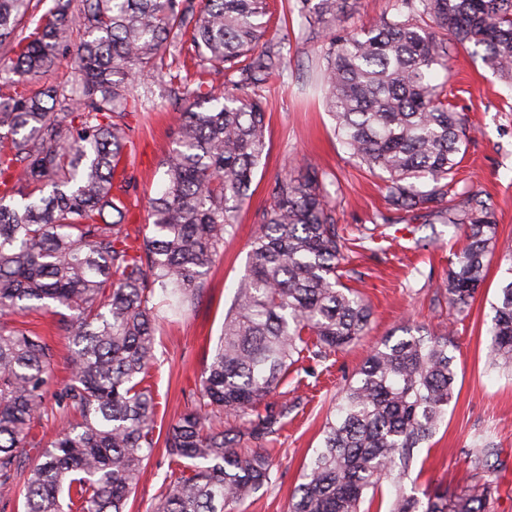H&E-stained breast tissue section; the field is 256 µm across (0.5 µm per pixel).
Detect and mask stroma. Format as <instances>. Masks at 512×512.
<instances>
[{"label": "stroma", "mask_w": 512, "mask_h": 512, "mask_svg": "<svg viewBox=\"0 0 512 512\" xmlns=\"http://www.w3.org/2000/svg\"><path fill=\"white\" fill-rule=\"evenodd\" d=\"M267 34L288 40V70L264 90L267 155L255 171L234 235L224 239L220 263L206 276L199 307L161 325V361L149 380L158 403V428L176 420L186 394L199 386L202 364L217 343L236 283L247 269L257 215L267 204L271 184L277 176L296 178L315 167L327 174L326 189L344 236L362 242L352 255L345 282L362 293L372 318L364 335L344 350L323 361L306 357L290 368L273 396L288 404L287 423L273 443L274 485L236 512H288L302 466L319 446L342 388L354 381L375 346L401 336L407 325L431 335L452 329L456 382L444 423L429 444L414 453L405 492L421 498L460 491L469 471L468 449L488 438L499 450L492 474L497 486L492 512H512V374L489 367L486 336L491 304L512 279V82L465 48L457 49L447 69L437 72L449 98L469 118V140L454 177L453 199L459 203L468 191L485 192L498 224L482 291L469 309L459 313L449 308L440 285L466 244L463 231L419 211L394 213L393 223L374 230L376 216L388 211L385 182L381 174L369 172L350 157L319 87L307 80L316 43L308 40L306 26L296 15L284 26L270 22ZM128 120L138 129L128 168L135 178L128 196V222L135 227L144 224L145 205L163 180L161 161L171 147V118L166 112L140 109ZM23 322L52 347L55 379L64 383L69 376L68 348L51 317L31 312ZM168 470L164 448H155L129 502L130 512H154Z\"/></svg>", "instance_id": "obj_1"}]
</instances>
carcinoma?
<instances>
[{"label": "carcinoma", "mask_w": 512, "mask_h": 512, "mask_svg": "<svg viewBox=\"0 0 512 512\" xmlns=\"http://www.w3.org/2000/svg\"><path fill=\"white\" fill-rule=\"evenodd\" d=\"M285 2L320 39L312 70L327 111L351 157L387 174L391 210L463 228L468 244L443 290L464 310L497 223L479 190L460 209L447 205L468 119L435 73L471 45L512 80V0H394L368 28L337 24L342 0ZM266 14L267 0H0V507L18 488L24 512H125L161 439L144 386L159 325L201 301L265 153L262 92L287 66ZM63 62L70 80L18 90ZM159 79L175 147L149 224L132 229L133 177L118 171L136 133L128 108ZM325 180L312 168L271 185L199 389L163 438L174 468L157 512H233L268 490L266 445L288 417V402L268 398L303 353L324 358L364 334L371 307L342 282L348 247ZM492 309L488 361L512 371V281ZM33 310L56 317L68 341L70 377L58 387L52 348L16 324ZM403 332L341 394L289 512H362L367 492L404 479L443 423L451 333ZM48 397L61 424L45 444L33 429ZM226 416L241 424L224 428ZM244 435L253 447H239ZM468 454V488L425 502L398 490L389 512H491L485 473L499 449L483 439Z\"/></svg>", "instance_id": "carcinoma-1"}]
</instances>
